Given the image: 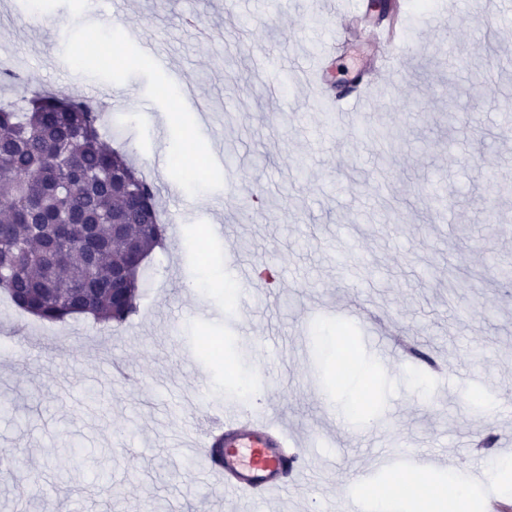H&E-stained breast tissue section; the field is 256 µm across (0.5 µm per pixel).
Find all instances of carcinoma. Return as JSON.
Wrapping results in <instances>:
<instances>
[{
    "mask_svg": "<svg viewBox=\"0 0 512 512\" xmlns=\"http://www.w3.org/2000/svg\"><path fill=\"white\" fill-rule=\"evenodd\" d=\"M4 78L20 98L0 105V292L42 322L125 324L167 239L154 184L104 143L99 108Z\"/></svg>",
    "mask_w": 512,
    "mask_h": 512,
    "instance_id": "1",
    "label": "carcinoma"
}]
</instances>
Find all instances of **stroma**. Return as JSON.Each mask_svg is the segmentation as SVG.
Instances as JSON below:
<instances>
[{"label": "stroma", "instance_id": "obj_1", "mask_svg": "<svg viewBox=\"0 0 512 512\" xmlns=\"http://www.w3.org/2000/svg\"><path fill=\"white\" fill-rule=\"evenodd\" d=\"M0 0V62L31 87L103 99L106 141L151 174L166 249L147 260L137 313L122 326H60L24 318L0 295V512H376L358 482L381 485L380 454L439 458L478 487L473 512L512 508L481 473L478 439L512 454V0H399L413 47L372 89L370 124L395 127L393 150L361 139L343 79L369 73L382 53L338 0ZM215 32L201 42L184 22ZM121 20L113 31L110 20ZM104 38L109 68L83 48ZM335 39L326 120L305 74ZM456 50L465 67L449 69ZM190 92L215 114L231 147L224 161L195 148L196 118L165 126L157 84ZM464 111L446 112L449 97ZM169 163L159 167L160 156ZM221 225L223 237L212 227ZM239 261L276 268L248 316L224 300ZM347 332L322 358L313 336ZM260 336L294 338L285 374L253 381ZM132 377H112V363ZM249 399L284 419L319 463L317 482L247 503L215 485L179 442L200 401ZM105 466L111 488L93 481ZM40 486L23 490L28 472Z\"/></svg>", "mask_w": 512, "mask_h": 512}]
</instances>
